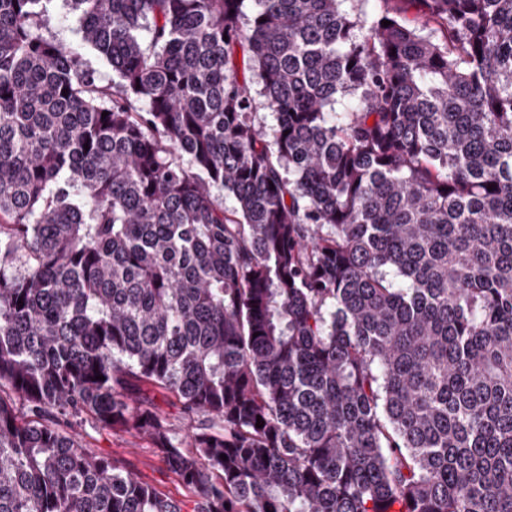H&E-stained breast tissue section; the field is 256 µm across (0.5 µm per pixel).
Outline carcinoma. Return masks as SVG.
I'll return each mask as SVG.
<instances>
[{"instance_id":"carcinoma-1","label":"carcinoma","mask_w":512,"mask_h":512,"mask_svg":"<svg viewBox=\"0 0 512 512\" xmlns=\"http://www.w3.org/2000/svg\"><path fill=\"white\" fill-rule=\"evenodd\" d=\"M50 2L0 0V512H512V0H66L107 81ZM48 15V35L68 45H80L81 38L76 15L64 0L51 2ZM142 389L155 404L156 410L166 418L171 427L179 434L184 435L196 428L199 419L185 416L179 405L173 402L174 399L166 397L159 389L151 386L143 385ZM72 429L81 435L83 442L90 448L107 455L117 465L132 471L139 479L163 494L175 499H186L189 496L146 439L120 431L99 430L90 419L73 422Z\"/></svg>"}]
</instances>
